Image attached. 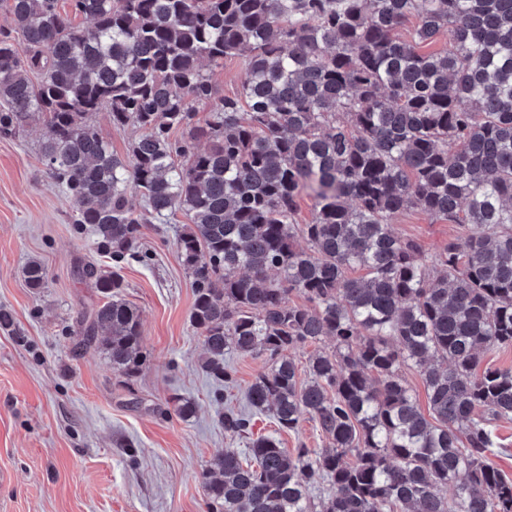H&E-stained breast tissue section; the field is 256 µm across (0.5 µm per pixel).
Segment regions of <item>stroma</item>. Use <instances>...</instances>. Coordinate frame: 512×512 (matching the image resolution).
I'll use <instances>...</instances> for the list:
<instances>
[{
	"label": "stroma",
	"instance_id": "stroma-1",
	"mask_svg": "<svg viewBox=\"0 0 512 512\" xmlns=\"http://www.w3.org/2000/svg\"><path fill=\"white\" fill-rule=\"evenodd\" d=\"M44 132L39 117L0 137V307L14 318L0 328V512H207L203 468L246 447L220 416L228 403L246 408L265 361L234 356L236 383L226 391L206 377L190 323L193 278L178 244L187 217L144 225L136 252L113 264L47 174ZM391 228L430 255L460 234L417 209L397 214ZM32 260L47 274L38 293L23 275ZM91 260L118 270L140 313L146 363L134 378L114 373L99 350L78 347L82 315L100 301L78 277ZM174 395L194 403L193 416L177 415ZM253 432L278 435L289 449L325 446L307 420L281 433L264 413Z\"/></svg>",
	"mask_w": 512,
	"mask_h": 512
}]
</instances>
